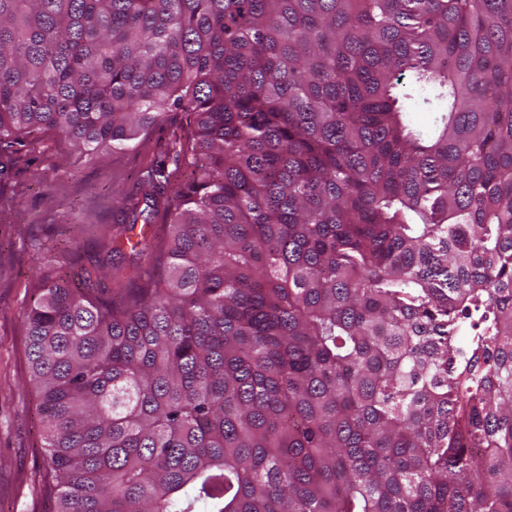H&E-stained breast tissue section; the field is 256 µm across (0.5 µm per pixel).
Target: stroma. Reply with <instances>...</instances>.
<instances>
[{
	"mask_svg": "<svg viewBox=\"0 0 512 512\" xmlns=\"http://www.w3.org/2000/svg\"><path fill=\"white\" fill-rule=\"evenodd\" d=\"M174 131L163 126L139 151L94 158L69 154L47 134L0 157V512L56 506L21 325L31 285L68 269L70 251L86 262L105 257V229L119 220L117 197L138 193L142 171Z\"/></svg>",
	"mask_w": 512,
	"mask_h": 512,
	"instance_id": "stroma-1",
	"label": "stroma"
}]
</instances>
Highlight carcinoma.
<instances>
[{
    "mask_svg": "<svg viewBox=\"0 0 512 512\" xmlns=\"http://www.w3.org/2000/svg\"><path fill=\"white\" fill-rule=\"evenodd\" d=\"M173 112L23 314L57 512H512V0H0V154Z\"/></svg>",
    "mask_w": 512,
    "mask_h": 512,
    "instance_id": "1",
    "label": "carcinoma"
}]
</instances>
